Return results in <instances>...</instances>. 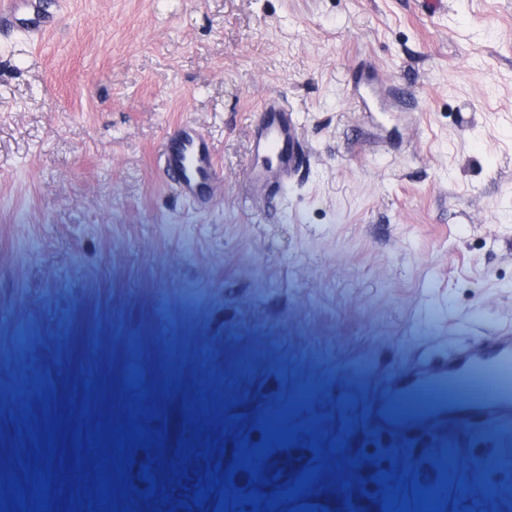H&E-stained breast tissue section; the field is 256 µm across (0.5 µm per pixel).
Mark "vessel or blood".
<instances>
[{
	"label": "vessel or blood",
	"mask_w": 512,
	"mask_h": 512,
	"mask_svg": "<svg viewBox=\"0 0 512 512\" xmlns=\"http://www.w3.org/2000/svg\"><path fill=\"white\" fill-rule=\"evenodd\" d=\"M250 155L259 164L250 168L247 183L266 197L280 196L301 167L305 149L295 118L281 100L269 99L253 129ZM160 159L179 196L190 202H205L215 180L213 154L204 134L185 126L168 138ZM434 388L440 401L411 408L412 395ZM364 420L377 434L404 441L410 434H429L450 467H458L461 451L451 434L478 425L487 430L512 426V332L480 336L439 358H415L407 366L380 379L369 396ZM252 489L271 496L278 512L308 505L317 512H341L343 504L334 496L317 497L299 492L288 497V480L275 464L257 474Z\"/></svg>",
	"instance_id": "vessel-or-blood-1"
}]
</instances>
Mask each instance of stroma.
<instances>
[{
	"mask_svg": "<svg viewBox=\"0 0 512 512\" xmlns=\"http://www.w3.org/2000/svg\"><path fill=\"white\" fill-rule=\"evenodd\" d=\"M53 25L0 21V512L54 444L52 512L78 454L135 420L151 444L111 502L169 512L188 483L275 459L310 492L434 475L444 512H512V433L471 428L461 467L429 435L371 433L378 379L422 351L512 331V0H46ZM411 111H362L372 85ZM280 98L308 162L282 198L245 183L254 115ZM223 194L181 198L159 162L183 121ZM56 422L53 441L40 438ZM296 428L264 444L263 428ZM150 466L154 482L144 481ZM388 481H381V474ZM493 497H484L485 487ZM132 492L122 500V489Z\"/></svg>",
	"mask_w": 512,
	"mask_h": 512,
	"instance_id": "obj_1",
	"label": "stroma"
}]
</instances>
